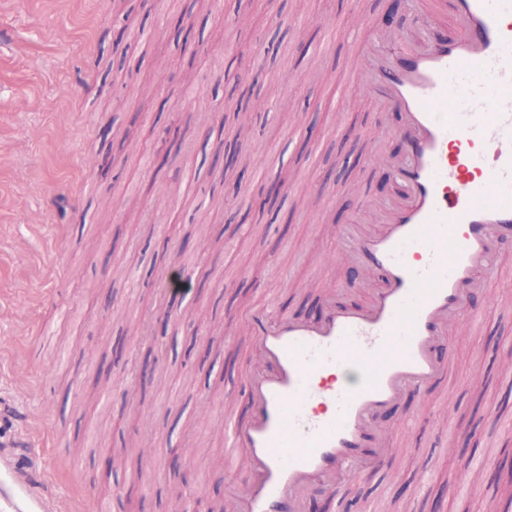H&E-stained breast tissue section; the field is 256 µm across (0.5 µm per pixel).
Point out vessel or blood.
<instances>
[{
	"instance_id": "obj_1",
	"label": "vessel or blood",
	"mask_w": 512,
	"mask_h": 512,
	"mask_svg": "<svg viewBox=\"0 0 512 512\" xmlns=\"http://www.w3.org/2000/svg\"><path fill=\"white\" fill-rule=\"evenodd\" d=\"M411 4L424 47L387 30L353 64L404 121L402 197L367 201L377 231L347 235L382 287L362 307L327 301L316 318L251 313L261 369L246 418L225 420L226 457L247 462L238 512H302L308 486L335 495L342 475L382 461L374 419L443 375L449 318L512 249V0Z\"/></svg>"
}]
</instances>
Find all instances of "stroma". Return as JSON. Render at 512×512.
Here are the masks:
<instances>
[{"label": "stroma", "mask_w": 512, "mask_h": 512, "mask_svg": "<svg viewBox=\"0 0 512 512\" xmlns=\"http://www.w3.org/2000/svg\"><path fill=\"white\" fill-rule=\"evenodd\" d=\"M389 7L0 0V445L26 442L37 512H68L83 494L170 512L175 487L235 512L246 462H225L224 416H245L259 368L249 310L305 317L371 294L342 237L356 217L374 221L364 198L399 191L402 117L362 93L352 46L318 23L381 28ZM164 54L177 64L161 78ZM276 81L288 96L259 113L253 132L270 151L256 156L225 116L242 87ZM222 143L244 173L231 207ZM276 180L282 207L260 213L253 200ZM497 264L448 325L443 377L376 418L384 463L344 477L335 498L307 490L306 512H491V479L512 448V251ZM171 273L206 284L175 299L159 281ZM115 308L128 325L111 321ZM147 436L161 456L107 475L109 447Z\"/></svg>", "instance_id": "35a3bbf8"}]
</instances>
